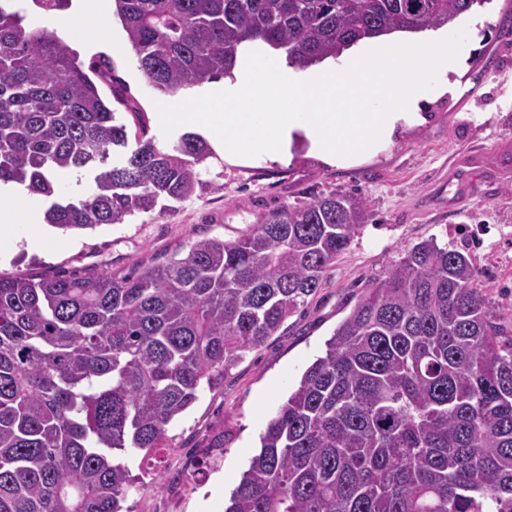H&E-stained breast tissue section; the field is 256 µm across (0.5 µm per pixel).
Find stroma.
Instances as JSON below:
<instances>
[{
	"instance_id": "stroma-1",
	"label": "stroma",
	"mask_w": 512,
	"mask_h": 512,
	"mask_svg": "<svg viewBox=\"0 0 512 512\" xmlns=\"http://www.w3.org/2000/svg\"><path fill=\"white\" fill-rule=\"evenodd\" d=\"M17 6L26 24L58 30L81 60L101 52L93 31L59 28L32 0ZM479 15L476 25L465 15L443 27L446 35L466 29V50L447 86L420 102L423 121L400 123L391 142L354 164L326 162L305 145L262 163L231 162L218 150L199 168L202 188L163 213L82 232L51 227L47 245L31 241L26 225L10 227L1 274L86 277L140 272L190 240L235 239L265 212L322 192L357 195L366 204L367 219L349 249L280 333L170 426L166 448L149 457L124 453L134 478L131 512H224L268 420L365 289L408 247L433 237L465 251L512 322V0H490ZM112 63L135 105L120 112L128 133L144 124L158 145L176 143L180 130L163 133L154 119L162 95L135 54Z\"/></svg>"
}]
</instances>
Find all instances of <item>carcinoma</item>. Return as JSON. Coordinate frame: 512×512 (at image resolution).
<instances>
[{
  "mask_svg": "<svg viewBox=\"0 0 512 512\" xmlns=\"http://www.w3.org/2000/svg\"><path fill=\"white\" fill-rule=\"evenodd\" d=\"M139 69L173 94L231 74L261 41L288 66L359 40L439 29L490 0H113ZM0 0V182L68 231L167 209L202 186L212 149L187 132L128 144L112 59L80 61ZM86 171L85 198L58 179ZM367 218L321 193L234 240L187 242L132 275H0V512H123L114 451L168 428L320 288ZM224 512H512V330L469 256L434 238L367 288L260 435Z\"/></svg>",
  "mask_w": 512,
  "mask_h": 512,
  "instance_id": "cac0c4a2",
  "label": "carcinoma"
}]
</instances>
